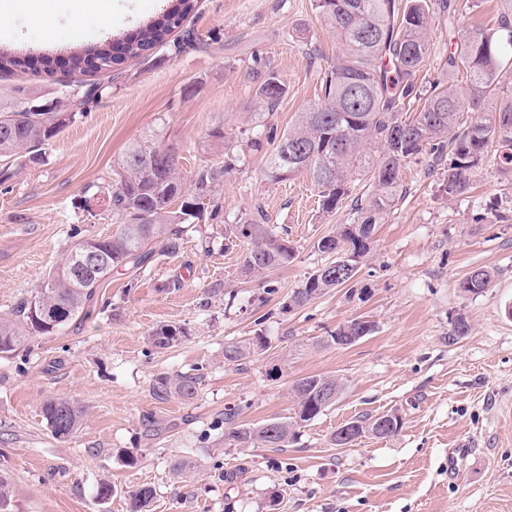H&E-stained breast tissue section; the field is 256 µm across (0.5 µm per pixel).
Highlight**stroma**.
Segmentation results:
<instances>
[{
  "mask_svg": "<svg viewBox=\"0 0 512 512\" xmlns=\"http://www.w3.org/2000/svg\"><path fill=\"white\" fill-rule=\"evenodd\" d=\"M168 5L111 0L102 27L85 0H19L0 25V49L63 58L135 31ZM186 25L201 49L178 54L169 44L126 61L111 89L44 145L42 161L0 176L4 313L34 295L71 247L73 228L86 237L116 231L107 197L131 144L171 148L188 182L223 160L213 129H224L238 156L212 187L220 216L187 225L177 253L113 271L89 318L0 357V475L18 512H126L127 494L143 485L155 491L151 512H512V180L485 163L473 191L448 199L429 156L411 160L406 194L377 224L354 281L288 308L328 262L316 243L349 223L350 206L320 216L309 176L270 182L247 141L268 125L287 129L317 103L320 74L341 47L313 0H198ZM312 47L320 59L310 58ZM269 69L288 93L261 113L255 87ZM77 81L63 70L0 73V104L22 90L63 99ZM257 205L295 248L260 279L243 273L247 245L229 232ZM477 268L493 273L490 287L461 291ZM460 314L472 331L453 341ZM355 319L372 322V333L351 346L330 341ZM164 325L184 328L185 338L153 346L151 333ZM257 337L260 354L225 362V345ZM178 373L200 376L196 397L157 398L155 378ZM315 374L340 376L347 388L297 442L244 451L225 440V407H239L246 425L290 417L293 382ZM50 396L84 408L75 437L52 435L41 413ZM392 412L403 418L397 435L332 445L347 420ZM462 443L469 453L456 482L448 452ZM104 479L115 491L103 501Z\"/></svg>",
  "mask_w": 512,
  "mask_h": 512,
  "instance_id": "stroma-1",
  "label": "stroma"
}]
</instances>
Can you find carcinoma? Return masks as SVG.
Masks as SVG:
<instances>
[{"label": "carcinoma", "mask_w": 512, "mask_h": 512, "mask_svg": "<svg viewBox=\"0 0 512 512\" xmlns=\"http://www.w3.org/2000/svg\"><path fill=\"white\" fill-rule=\"evenodd\" d=\"M197 0H171L161 18L147 23L121 39L91 51L68 56L70 70L101 80L82 81L64 102L39 103L17 100L0 109V161L6 166L23 158L40 161L42 146L68 122L86 112L112 83L114 67L129 59L146 57L167 43L175 30L182 44L196 42L184 22ZM315 10L341 44L336 63L321 78L323 98L283 133L269 130L250 140V147L265 150L266 177L279 183L306 173L322 188L321 210L332 213L342 200L351 198L353 222L317 241L322 253L353 254L350 266L336 268L331 261L310 275L290 299L301 307L316 297L345 285L356 275L354 266L365 258L375 224L405 191L402 168L420 154L431 156L443 171V191L450 197L467 193L472 170L488 152L499 153V172H512V92L504 90L502 77L512 70V0H502V12L491 29L463 30L460 0H315ZM448 27V55L444 67L448 82L440 81L424 91L418 73L429 48V30L437 23ZM25 56L0 52V72L23 71ZM286 93L274 70L260 76L255 95L271 111ZM422 103L414 116L407 105ZM210 137L224 145V161L218 169L198 171L194 189L180 197L184 187L177 165L160 168L136 155L152 156L164 146L156 141L129 147L120 182L108 196V209L120 220L111 236L95 239L97 267L77 268L76 257L88 238L77 240L58 265L43 278L36 294L22 300L10 313L0 315V357H7L37 332L49 334L84 320L96 306L98 289L112 271L128 265L137 268L154 254L169 255L179 249L182 225L198 217L199 199L207 197L217 177L232 170L237 161L235 145L216 128ZM380 147L372 154L369 146ZM369 176L368 187L353 193L357 177ZM232 234L250 245L243 256L244 272L255 276L270 272L292 258L288 238L275 234L262 208ZM493 274L475 269L461 283L462 291L478 294L488 288ZM43 308L48 320L33 321L32 311ZM184 332L168 325L151 335L154 346L167 348ZM263 347L262 343L234 342L224 347V360L243 361ZM196 375L160 376L153 384L158 397L175 394L192 399L198 393ZM336 389V376L316 374L296 380L291 386L293 416L269 420L258 426L238 422L239 408H224V439L239 448H286L296 428L315 419L329 406L323 404V387ZM41 411L52 434L60 439L74 436L82 426L84 410L62 397H50ZM154 490L142 486L128 494L127 512H147ZM13 491L0 476V512H15Z\"/></svg>", "instance_id": "1"}]
</instances>
